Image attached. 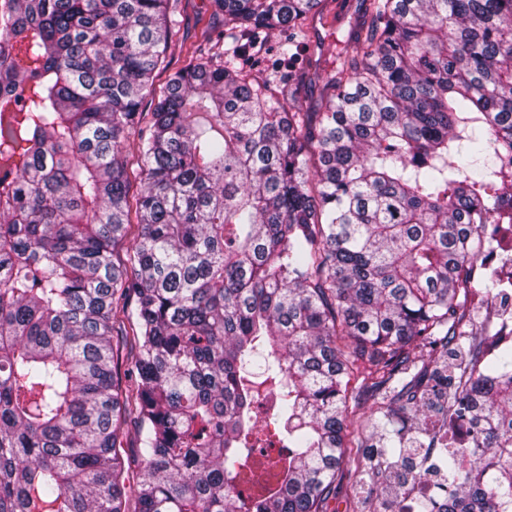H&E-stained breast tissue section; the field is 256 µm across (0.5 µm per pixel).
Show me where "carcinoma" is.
<instances>
[{
	"instance_id": "1",
	"label": "carcinoma",
	"mask_w": 512,
	"mask_h": 512,
	"mask_svg": "<svg viewBox=\"0 0 512 512\" xmlns=\"http://www.w3.org/2000/svg\"><path fill=\"white\" fill-rule=\"evenodd\" d=\"M175 2L0 0V512H327L361 392L399 449L435 394L446 512H512V352L464 309L512 0H362L314 112L247 54L297 61L323 0H212L243 43L158 90Z\"/></svg>"
}]
</instances>
